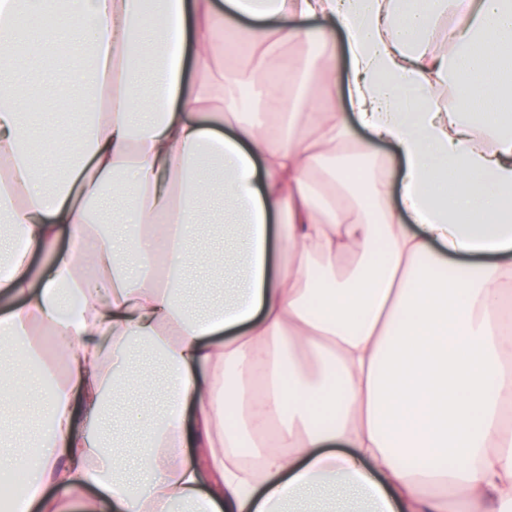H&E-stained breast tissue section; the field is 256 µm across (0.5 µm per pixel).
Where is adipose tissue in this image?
<instances>
[{"label":"adipose tissue","instance_id":"ef3b65f1","mask_svg":"<svg viewBox=\"0 0 512 512\" xmlns=\"http://www.w3.org/2000/svg\"><path fill=\"white\" fill-rule=\"evenodd\" d=\"M21 2L56 14L54 31L14 27ZM228 14L250 23L225 36ZM229 41L246 62L218 67ZM295 42L278 82L271 63ZM85 45L94 66L77 83L94 120L55 177L19 148L34 138L18 118L23 78L53 81L50 55ZM0 47L13 53L0 66V215L25 243L0 233V296L14 302L0 316L14 346L0 361V469L30 482L0 512H448L437 488L512 512V323L499 311L512 280V0H0ZM374 141L395 161H370ZM207 154L230 175L245 264L223 302L194 312L184 252ZM108 184L126 200L121 244L99 226ZM64 233L72 251L56 248ZM36 251L52 252L48 272ZM43 345L63 378L25 458L6 420ZM142 352L167 369V408L127 415L130 455L102 426Z\"/></svg>","mask_w":512,"mask_h":512}]
</instances>
